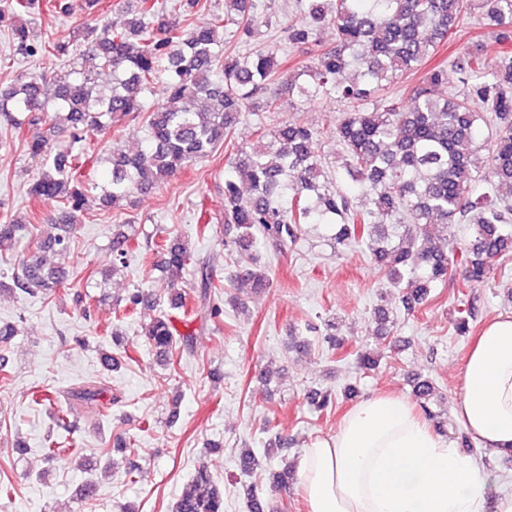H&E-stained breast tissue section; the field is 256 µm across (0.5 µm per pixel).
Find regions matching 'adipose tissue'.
Returning a JSON list of instances; mask_svg holds the SVG:
<instances>
[{"label": "adipose tissue", "mask_w": 512, "mask_h": 512, "mask_svg": "<svg viewBox=\"0 0 512 512\" xmlns=\"http://www.w3.org/2000/svg\"><path fill=\"white\" fill-rule=\"evenodd\" d=\"M454 415L481 447L512 455V316L490 321L470 348ZM297 470L307 512H512V493L488 502L478 460L392 394L358 402Z\"/></svg>", "instance_id": "ef3b65f1"}]
</instances>
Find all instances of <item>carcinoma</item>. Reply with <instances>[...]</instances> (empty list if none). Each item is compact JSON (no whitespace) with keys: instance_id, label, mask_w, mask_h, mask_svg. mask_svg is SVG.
Segmentation results:
<instances>
[{"instance_id":"obj_1","label":"carcinoma","mask_w":512,"mask_h":512,"mask_svg":"<svg viewBox=\"0 0 512 512\" xmlns=\"http://www.w3.org/2000/svg\"><path fill=\"white\" fill-rule=\"evenodd\" d=\"M476 5L497 31L501 64L488 68L481 45L450 63L431 64ZM116 6L134 7L122 26L104 19L83 23L46 43L35 39L31 19L45 12L69 14L71 4L0 0V27L7 28L17 50L57 58L75 50L91 63L20 73L0 88V125L10 132V139H0V150L24 139L30 157L43 166L30 195L66 210L60 222L45 216L50 231L14 267L12 285L0 282V292L51 296L66 290L67 270L47 263L46 254L61 256L70 249L89 190L101 189L99 205L112 208L133 194H151L224 143L255 99H263L266 111L278 112L283 95L346 103L336 137L344 146V177L354 188L346 190L327 175L316 134L292 121L272 131L260 125L251 146L236 147L222 187L224 245L245 256L235 279L253 292L270 286L254 248L281 252L309 225L329 232L339 247L366 245L408 312L424 305L454 269L463 270L470 287L480 288L495 264L512 256V0H298L302 19L289 20L277 39L259 46L253 45L261 37L259 0H224V14L188 29L166 16L162 0H117ZM330 26L336 42L324 47L318 32ZM230 28L235 46L224 40ZM283 44L312 52L311 59L288 73ZM103 73L110 76L104 90ZM161 76L170 105L147 108L144 95ZM275 82L278 94L270 93ZM393 82L403 84V98L381 95ZM456 82L465 86L463 92L449 90ZM128 117L144 118L145 144L135 152L112 148L99 183L90 167L94 148L88 137ZM485 128L494 130L492 139H483ZM30 129L35 134L28 138ZM64 134L69 148L53 152ZM436 224L464 225L463 241L454 245L433 233ZM29 229L1 214L0 252ZM110 250L114 276L142 251L156 255L157 267L173 277L195 259L188 242L173 234L158 240L115 230ZM223 288L202 265L191 285L195 308H188L186 293L177 292L169 300L172 312L158 310L150 293L136 289L123 310L141 318L157 362L173 366L192 351L187 328L196 319L215 323L223 317ZM112 345L100 356L106 372L132 359L118 329L112 330ZM413 392L427 404L433 380L415 378ZM104 393L93 380L71 389L56 421L66 422L76 408L97 421L118 402L102 399ZM75 445L52 441L43 452L56 460L76 452ZM238 466L249 477L260 460L242 448ZM241 489L248 512H272L262 485L246 480ZM173 512H224V491L207 467L195 472Z\"/></svg>"}]
</instances>
